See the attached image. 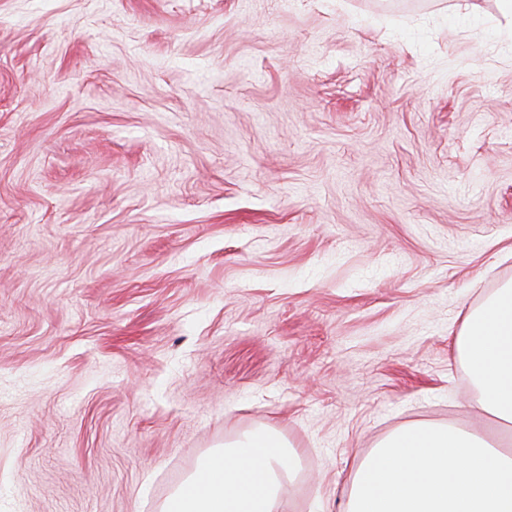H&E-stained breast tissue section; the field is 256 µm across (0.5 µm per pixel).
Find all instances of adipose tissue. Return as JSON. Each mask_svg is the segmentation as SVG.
<instances>
[{
  "instance_id": "ef3b65f1",
  "label": "adipose tissue",
  "mask_w": 512,
  "mask_h": 512,
  "mask_svg": "<svg viewBox=\"0 0 512 512\" xmlns=\"http://www.w3.org/2000/svg\"><path fill=\"white\" fill-rule=\"evenodd\" d=\"M477 408L512 426V284L470 311L454 340ZM294 467L287 444L254 430L205 455L174 492V512H282ZM346 512H512V450L450 426L406 425L354 470Z\"/></svg>"
}]
</instances>
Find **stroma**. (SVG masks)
<instances>
[{"mask_svg":"<svg viewBox=\"0 0 512 512\" xmlns=\"http://www.w3.org/2000/svg\"><path fill=\"white\" fill-rule=\"evenodd\" d=\"M505 0H0V512H162L288 441L345 512L512 282Z\"/></svg>","mask_w":512,"mask_h":512,"instance_id":"35a3bbf8","label":"stroma"}]
</instances>
